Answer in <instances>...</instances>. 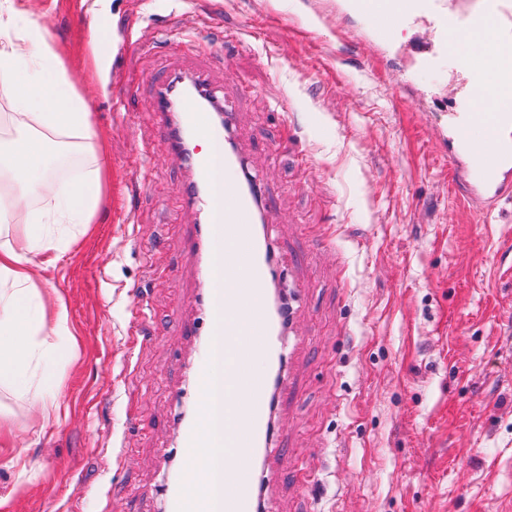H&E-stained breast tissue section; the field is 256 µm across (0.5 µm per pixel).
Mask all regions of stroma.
<instances>
[{"instance_id": "35a3bbf8", "label": "stroma", "mask_w": 512, "mask_h": 512, "mask_svg": "<svg viewBox=\"0 0 512 512\" xmlns=\"http://www.w3.org/2000/svg\"><path fill=\"white\" fill-rule=\"evenodd\" d=\"M68 49L94 129L108 133L95 222L44 273L78 336L55 370L61 424L30 417L39 388L0 393L13 425L0 444L8 512H161L177 413L196 352L194 262L160 247L195 224L152 109L155 79L205 72L234 101V139L262 172L281 291L295 324L289 398L276 413L275 512H512V201L475 214L453 189L436 133L460 75L456 55L425 68L429 38L402 25L378 46L336 0H23ZM97 24L94 83L76 59ZM232 27L233 52L201 39ZM180 33L172 56L160 43ZM142 337L128 336L144 277ZM38 482L14 494L12 453Z\"/></svg>"}]
</instances>
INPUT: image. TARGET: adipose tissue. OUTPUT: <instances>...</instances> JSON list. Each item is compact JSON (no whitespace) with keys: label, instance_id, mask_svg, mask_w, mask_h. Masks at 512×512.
Wrapping results in <instances>:
<instances>
[{"label":"adipose tissue","instance_id":"adipose-tissue-1","mask_svg":"<svg viewBox=\"0 0 512 512\" xmlns=\"http://www.w3.org/2000/svg\"><path fill=\"white\" fill-rule=\"evenodd\" d=\"M0 92L13 130L0 138V388L17 390L32 380L49 385L56 366L76 357L63 295L39 288L42 257L70 245L51 225L92 224L107 144L48 28L13 0H0ZM58 138L88 140L92 169L73 173L68 155H51ZM46 199L50 207L40 208Z\"/></svg>","mask_w":512,"mask_h":512}]
</instances>
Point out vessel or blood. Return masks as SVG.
I'll list each match as a JSON object with an SVG mask.
<instances>
[{"label":"vessel or blood","mask_w":512,"mask_h":512,"mask_svg":"<svg viewBox=\"0 0 512 512\" xmlns=\"http://www.w3.org/2000/svg\"><path fill=\"white\" fill-rule=\"evenodd\" d=\"M346 11L360 18L379 45H388L398 24L425 18L432 44H415L411 53L423 66L433 65L448 50L454 35L473 42L463 65V85L452 102L448 127V157L454 168V188L473 210L484 212L512 198V98L499 100L494 111H481L485 84L483 59L497 61L499 82L512 86V0H343ZM155 110L168 119L172 156L185 163L192 177L179 195L188 208L204 212V224L176 241L178 250L197 258L196 274L204 283L201 316L185 325L186 335L205 339L192 367L207 370L216 334H224L225 388L229 394L224 421L228 461L224 489L210 485L189 489L191 458L182 457L167 471L161 495L164 512H258L256 485L274 477L268 463L275 451L277 403L288 391L284 338L288 314L278 308L269 289L274 240L259 215L268 205L261 180L252 174L237 145L232 124H216L225 112L222 97L206 78L195 75L178 82L168 75L157 84ZM208 138L224 149V205L216 207L213 156L199 155L188 140ZM181 448H207V423L196 414L178 420Z\"/></svg>","instance_id":"obj_1"}]
</instances>
